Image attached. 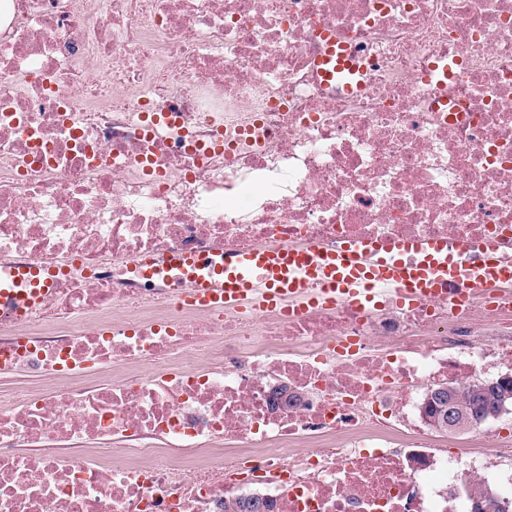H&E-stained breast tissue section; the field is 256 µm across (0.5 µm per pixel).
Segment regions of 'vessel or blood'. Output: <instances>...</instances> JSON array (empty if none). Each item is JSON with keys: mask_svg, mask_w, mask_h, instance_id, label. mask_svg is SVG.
Here are the masks:
<instances>
[{"mask_svg": "<svg viewBox=\"0 0 512 512\" xmlns=\"http://www.w3.org/2000/svg\"><path fill=\"white\" fill-rule=\"evenodd\" d=\"M318 61L324 77L342 80L351 55L334 36ZM465 248L439 239H415L391 245L348 243L335 250L318 246H272L233 255L202 257L174 254L149 274L190 284L192 302L211 309L327 307L349 303L375 307L381 293L418 304L454 296L464 288L474 295L512 284V259L494 246L467 262ZM39 267H0V305L20 313L51 287Z\"/></svg>", "mask_w": 512, "mask_h": 512, "instance_id": "b4317fda", "label": "vessel or blood"}]
</instances>
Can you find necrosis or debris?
<instances>
[{
	"label": "necrosis or debris",
	"mask_w": 512,
	"mask_h": 512,
	"mask_svg": "<svg viewBox=\"0 0 512 512\" xmlns=\"http://www.w3.org/2000/svg\"><path fill=\"white\" fill-rule=\"evenodd\" d=\"M413 238L512 256V0H0V266L58 273L0 311V512L512 500L511 448L433 447L422 417L433 384L512 374V286L287 315L134 272ZM322 36L326 39L327 50L318 61L320 70L328 81L334 79L335 83L341 85L343 72L350 69L348 64L351 62L350 52L343 44H338L329 31L324 30Z\"/></svg>",
	"instance_id": "4bbe7bcc"
}]
</instances>
